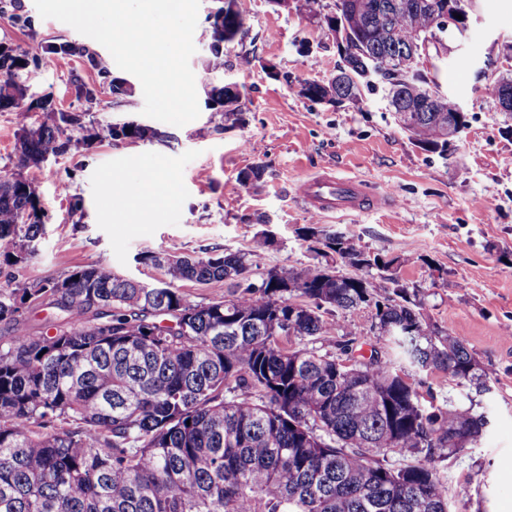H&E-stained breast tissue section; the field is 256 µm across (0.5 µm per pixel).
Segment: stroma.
<instances>
[{
    "label": "stroma",
    "mask_w": 512,
    "mask_h": 512,
    "mask_svg": "<svg viewBox=\"0 0 512 512\" xmlns=\"http://www.w3.org/2000/svg\"><path fill=\"white\" fill-rule=\"evenodd\" d=\"M335 0H319L305 17L271 0H239L244 30L224 49V68L211 70L207 20L220 0H200L190 59L200 115L177 127L144 116L143 90L119 69L110 52L52 18L34 0H0V44L37 55L34 96L55 109L82 115L85 125L133 121L161 132L162 140L73 143L62 156L23 175L48 215L38 254L20 266L0 263V289L61 279L105 263L148 284L163 272L139 262L140 253L177 252L208 257L245 254L250 281L261 284L272 268L339 266L325 237L351 238L366 252L390 260L391 274L418 288L427 322L465 340L490 389L429 376L438 397L473 405L488 427L477 444L438 462L448 477L451 512H512V119L484 92L486 83L512 73V0H464L467 30L449 36L437 63V90L455 98L467 116L463 132L438 155L417 146L398 125L382 88L366 91L360 107L316 104L296 92L304 80L332 78L342 59L322 14ZM70 42L73 56L43 53ZM252 63L243 66L241 54ZM125 82L117 97L103 76ZM94 89L77 96V84ZM242 92V125H223L206 105L212 87ZM260 165L252 188L241 171ZM333 168L364 179L390 195L387 210L355 216H317L298 198L300 182ZM372 309L336 313L337 330L323 348L337 352L356 338L368 355L376 338Z\"/></svg>",
    "instance_id": "1"
}]
</instances>
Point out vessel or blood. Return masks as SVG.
Listing matches in <instances>:
<instances>
[{"label":"vessel or blood","mask_w":512,"mask_h":512,"mask_svg":"<svg viewBox=\"0 0 512 512\" xmlns=\"http://www.w3.org/2000/svg\"><path fill=\"white\" fill-rule=\"evenodd\" d=\"M299 198L320 214L361 213L391 203L389 197L371 192L362 180L340 177L328 171L303 181Z\"/></svg>","instance_id":"obj_1"}]
</instances>
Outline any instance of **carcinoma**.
I'll return each mask as SVG.
<instances>
[{
  "instance_id": "carcinoma-1",
  "label": "carcinoma",
  "mask_w": 512,
  "mask_h": 512,
  "mask_svg": "<svg viewBox=\"0 0 512 512\" xmlns=\"http://www.w3.org/2000/svg\"><path fill=\"white\" fill-rule=\"evenodd\" d=\"M461 0H336L346 102L381 85L418 105L406 127L423 149L448 147V118L466 121L435 77L410 66L374 69L438 30L434 6ZM212 22L209 61L224 67V32ZM28 58L0 44V112L23 114L17 170L0 174V259L37 254L38 197L22 169L70 149L64 130L81 115L29 98ZM30 103H25V100ZM240 91L211 89L214 111L241 122ZM43 112L34 120L31 112ZM145 140L140 125L110 124L94 137ZM326 246L366 270L391 262L339 235ZM165 269L149 286L104 264L35 286L0 289V512H448L447 478L433 465L481 438L484 416L436 396L424 404L415 373H439L487 390V374L458 336H441L394 277L391 286L334 268L267 271L261 286L238 252L194 258L146 252ZM183 280H224L231 298L193 304ZM60 314L55 333L31 331L28 304ZM372 307L378 344L366 360L338 365L316 344L336 331L337 311ZM169 319L174 325H164ZM400 457L399 463L389 454Z\"/></svg>"
}]
</instances>
